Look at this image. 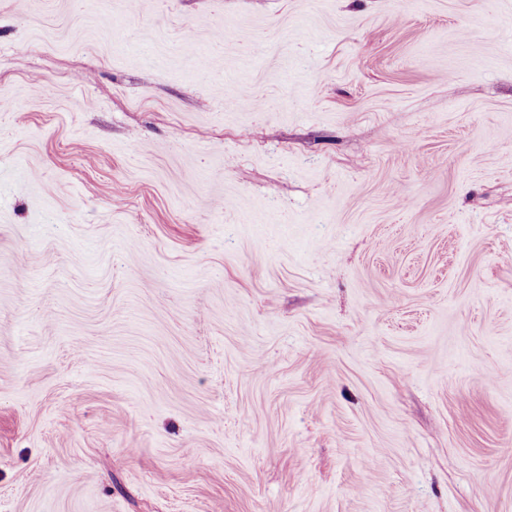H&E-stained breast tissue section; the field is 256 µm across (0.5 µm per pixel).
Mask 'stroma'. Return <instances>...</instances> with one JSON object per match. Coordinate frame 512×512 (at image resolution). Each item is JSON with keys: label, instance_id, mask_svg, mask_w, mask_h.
<instances>
[{"label": "stroma", "instance_id": "obj_1", "mask_svg": "<svg viewBox=\"0 0 512 512\" xmlns=\"http://www.w3.org/2000/svg\"><path fill=\"white\" fill-rule=\"evenodd\" d=\"M1 102L0 512H512V0H0Z\"/></svg>", "mask_w": 512, "mask_h": 512}]
</instances>
